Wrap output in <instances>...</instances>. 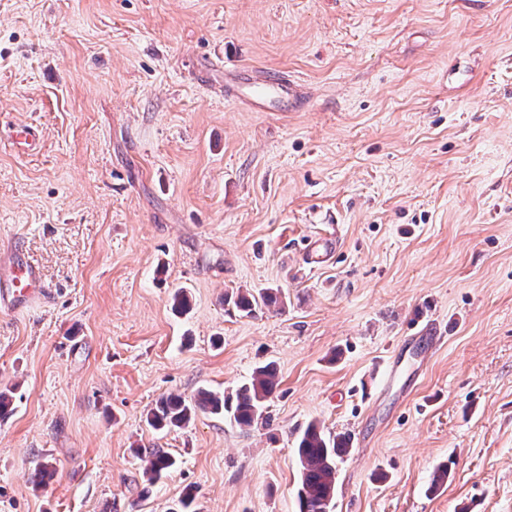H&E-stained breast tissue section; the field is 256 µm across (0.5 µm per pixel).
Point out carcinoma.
Wrapping results in <instances>:
<instances>
[{"label": "carcinoma", "instance_id": "cac0c4a2", "mask_svg": "<svg viewBox=\"0 0 512 512\" xmlns=\"http://www.w3.org/2000/svg\"><path fill=\"white\" fill-rule=\"evenodd\" d=\"M282 301L281 291L264 289L255 295H242L237 306L250 313L263 305ZM279 386L277 369L273 365L258 368L251 381L244 385L231 400L211 391H200L191 401L179 395H169L157 401L147 416L150 426L181 427L189 423L198 411L213 414L228 412L234 422L244 428L252 426L262 416L264 403ZM350 440L344 435L325 433L316 424H310L297 445L301 468V487L298 493L299 512H330L336 491V458L349 451ZM174 465L166 452L150 453L146 473L154 481Z\"/></svg>", "mask_w": 512, "mask_h": 512}]
</instances>
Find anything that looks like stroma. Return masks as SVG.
I'll use <instances>...</instances> for the list:
<instances>
[{
    "mask_svg": "<svg viewBox=\"0 0 512 512\" xmlns=\"http://www.w3.org/2000/svg\"><path fill=\"white\" fill-rule=\"evenodd\" d=\"M237 68L306 104L244 111ZM11 245L47 292L0 308V512H298L312 422L332 512H512V0H0ZM268 362L264 423L147 425ZM283 303L282 293L278 289L273 292V289H264L257 293V295L251 294L250 296L242 295L237 300V306L246 313H251L256 307L261 305L270 306L277 302ZM345 435L327 434L310 424L297 445L301 468L299 512H329L336 491V458L349 451Z\"/></svg>",
    "mask_w": 512,
    "mask_h": 512,
    "instance_id": "1",
    "label": "stroma"
}]
</instances>
